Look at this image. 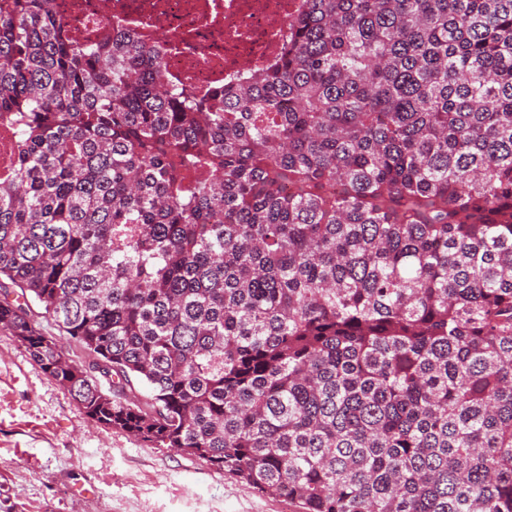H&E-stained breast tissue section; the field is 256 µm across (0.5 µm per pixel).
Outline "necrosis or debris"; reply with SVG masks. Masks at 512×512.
<instances>
[{
  "label": "necrosis or debris",
  "instance_id": "4bbe7bcc",
  "mask_svg": "<svg viewBox=\"0 0 512 512\" xmlns=\"http://www.w3.org/2000/svg\"><path fill=\"white\" fill-rule=\"evenodd\" d=\"M297 0H53L70 35L105 40L141 26L167 51L170 75L200 88L267 62Z\"/></svg>",
  "mask_w": 512,
  "mask_h": 512
}]
</instances>
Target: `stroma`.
Listing matches in <instances>:
<instances>
[{
  "label": "stroma",
  "instance_id": "stroma-1",
  "mask_svg": "<svg viewBox=\"0 0 512 512\" xmlns=\"http://www.w3.org/2000/svg\"><path fill=\"white\" fill-rule=\"evenodd\" d=\"M0 512H298L85 416L0 331Z\"/></svg>",
  "mask_w": 512,
  "mask_h": 512
}]
</instances>
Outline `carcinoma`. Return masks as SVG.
Listing matches in <instances>:
<instances>
[{
	"instance_id": "obj_1",
	"label": "carcinoma",
	"mask_w": 512,
	"mask_h": 512,
	"mask_svg": "<svg viewBox=\"0 0 512 512\" xmlns=\"http://www.w3.org/2000/svg\"><path fill=\"white\" fill-rule=\"evenodd\" d=\"M65 28L0 0V277L91 361L0 330L303 512H512V0H298L212 93Z\"/></svg>"
}]
</instances>
